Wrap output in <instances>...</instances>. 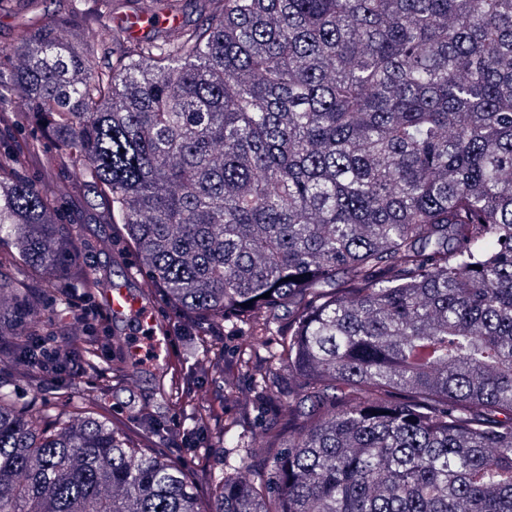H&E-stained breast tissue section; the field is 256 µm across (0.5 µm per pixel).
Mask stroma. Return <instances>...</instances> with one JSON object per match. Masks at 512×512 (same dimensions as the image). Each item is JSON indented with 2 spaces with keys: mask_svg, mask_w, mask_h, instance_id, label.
<instances>
[{
  "mask_svg": "<svg viewBox=\"0 0 512 512\" xmlns=\"http://www.w3.org/2000/svg\"><path fill=\"white\" fill-rule=\"evenodd\" d=\"M71 181L70 174L60 173L53 191L61 218L70 224L86 266L102 280L137 288L144 267L134 248L120 239L111 225L100 223L88 211L84 196L71 192ZM147 301L175 338L167 353V368L129 375L124 350L114 341L128 331L129 324L105 313L91 325L77 322L76 333L109 344L111 359H96L95 370L80 377L68 365H60L51 381L38 389L16 370L11 354L4 352L0 354V386L10 390L16 406L23 409L47 399L64 417L85 407L94 416L104 417L148 452L180 464L194 486L201 512H207L215 493L208 474L240 462L235 450L220 447L219 432L236 408L224 402V366L212 363L210 350L218 347L230 353L246 338L230 327L215 336L209 325L186 322L159 291H152ZM174 368L194 384L197 395L193 402L178 404L171 399L170 371ZM107 371L112 374L108 381L103 378Z\"/></svg>",
  "mask_w": 512,
  "mask_h": 512,
  "instance_id": "obj_1",
  "label": "stroma"
}]
</instances>
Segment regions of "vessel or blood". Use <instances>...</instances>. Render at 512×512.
<instances>
[{"label":"vessel or blood","instance_id":"b4317fda","mask_svg":"<svg viewBox=\"0 0 512 512\" xmlns=\"http://www.w3.org/2000/svg\"><path fill=\"white\" fill-rule=\"evenodd\" d=\"M103 306L112 316L132 321L135 335L149 337L154 352L172 347L174 339L167 324L128 289L115 288L105 292Z\"/></svg>","mask_w":512,"mask_h":512}]
</instances>
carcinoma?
Wrapping results in <instances>:
<instances>
[{
  "mask_svg": "<svg viewBox=\"0 0 512 512\" xmlns=\"http://www.w3.org/2000/svg\"><path fill=\"white\" fill-rule=\"evenodd\" d=\"M11 2L0 124L53 151L39 180L0 153V246L42 288L80 263L67 169L141 287L249 336L224 383L265 422L224 424L246 473L208 512H512V0H201L136 39L114 0ZM47 317L0 263V338ZM48 412L0 390V512H199L179 465Z\"/></svg>",
  "mask_w": 512,
  "mask_h": 512,
  "instance_id": "1",
  "label": "carcinoma"
}]
</instances>
